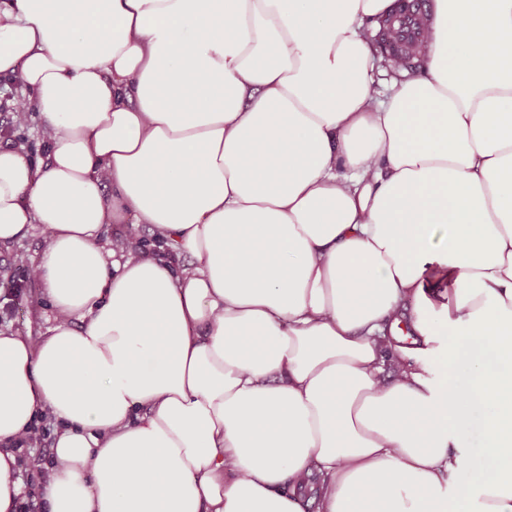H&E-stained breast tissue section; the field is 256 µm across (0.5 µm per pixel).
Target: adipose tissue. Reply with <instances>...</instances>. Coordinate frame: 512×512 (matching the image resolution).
Returning a JSON list of instances; mask_svg holds the SVG:
<instances>
[{
	"mask_svg": "<svg viewBox=\"0 0 512 512\" xmlns=\"http://www.w3.org/2000/svg\"><path fill=\"white\" fill-rule=\"evenodd\" d=\"M393 2L0 0L47 147H0V247L42 226L53 312L0 332V512L41 416L44 512H512V0H433L381 89ZM373 56L376 78L380 80L382 88L392 79L401 80L415 76L421 71L424 61L423 56L416 57L413 65L407 66L406 68L403 67L402 69H395L388 60L387 54L379 47L377 37L374 38ZM126 232L131 236L136 235L142 238H149L151 233L149 226L146 224H106L103 228V239L109 242V247L112 248L119 245L117 242V235ZM113 241V245H112ZM483 410L476 407L469 418L455 426V435L460 448H464V457L454 477V487L468 489L471 494L476 490L473 476L480 468L484 454V432L482 429Z\"/></svg>",
	"mask_w": 512,
	"mask_h": 512,
	"instance_id": "adipose-tissue-1",
	"label": "adipose tissue"
}]
</instances>
